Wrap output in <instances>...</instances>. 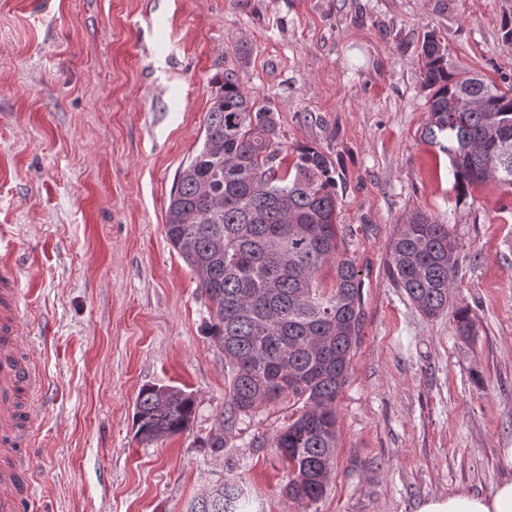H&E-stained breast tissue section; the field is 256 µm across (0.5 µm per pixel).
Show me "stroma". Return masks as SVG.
<instances>
[{"mask_svg":"<svg viewBox=\"0 0 512 512\" xmlns=\"http://www.w3.org/2000/svg\"><path fill=\"white\" fill-rule=\"evenodd\" d=\"M508 27L512 0H0V246L25 289L22 351L46 382L23 512H186L223 482L250 512H417L512 479V191L458 198L447 156L421 137L419 82L430 33L452 61L512 82ZM230 70L272 101L286 146L332 157L361 275L335 461L308 510L272 447L293 399L238 417L223 450L201 444L228 374L164 222ZM415 213L458 243L449 311L433 319L387 270ZM146 384L191 393L189 432L137 439Z\"/></svg>","mask_w":512,"mask_h":512,"instance_id":"1","label":"stroma"}]
</instances>
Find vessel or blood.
<instances>
[{"label":"vessel or blood","mask_w":512,"mask_h":512,"mask_svg":"<svg viewBox=\"0 0 512 512\" xmlns=\"http://www.w3.org/2000/svg\"><path fill=\"white\" fill-rule=\"evenodd\" d=\"M21 290L8 254L0 255V512H21L32 496V464L26 455L35 421L27 401L42 389L32 363L19 356Z\"/></svg>","instance_id":"obj_1"}]
</instances>
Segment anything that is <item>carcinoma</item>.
<instances>
[{"mask_svg": "<svg viewBox=\"0 0 512 512\" xmlns=\"http://www.w3.org/2000/svg\"><path fill=\"white\" fill-rule=\"evenodd\" d=\"M421 46L424 141L448 154L460 198L475 184L512 188V84L499 87ZM478 105L459 112L464 84ZM202 148L182 167L165 211L169 244L207 301V334L229 372L225 415L204 439L224 447V424L289 395L298 416L272 439L288 466L287 492L310 507L327 487L337 448L336 400L345 385L361 321V279L337 227L336 166L300 144L286 163L272 102L246 93L237 73L216 80ZM451 225L415 214L390 245L389 273L426 317L448 309L457 274ZM332 273L325 286V271ZM141 441L190 429L194 400L182 389L145 385L135 402ZM237 483H222L188 512H241Z\"/></svg>", "mask_w": 512, "mask_h": 512, "instance_id": "cac0c4a2", "label": "carcinoma"}]
</instances>
